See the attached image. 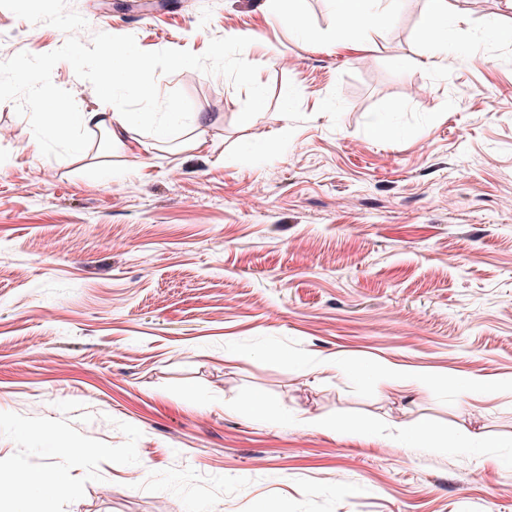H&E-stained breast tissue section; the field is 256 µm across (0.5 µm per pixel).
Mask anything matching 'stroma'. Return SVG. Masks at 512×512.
Returning a JSON list of instances; mask_svg holds the SVG:
<instances>
[{
    "label": "stroma",
    "instance_id": "1",
    "mask_svg": "<svg viewBox=\"0 0 512 512\" xmlns=\"http://www.w3.org/2000/svg\"><path fill=\"white\" fill-rule=\"evenodd\" d=\"M447 2L440 55L428 0H369L348 33L331 0H67L86 45L250 37L270 96L241 125L228 78L161 75L206 117L204 146L180 130L147 155L95 131L69 158L0 102L1 478L17 457L62 468L80 493L55 512H512V391L378 370L512 375V0ZM66 39L0 8V62ZM420 420L446 448L392 444ZM384 373L392 377L399 378L406 383L416 385H429L435 389H445L448 387L458 392L469 393L479 388H511L512 376L506 379H500L497 382L489 383L474 375L463 374L457 376H432L418 370L410 368H401L394 365H384Z\"/></svg>",
    "mask_w": 512,
    "mask_h": 512
}]
</instances>
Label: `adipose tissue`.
Masks as SVG:
<instances>
[{
	"label": "adipose tissue",
	"instance_id": "1",
	"mask_svg": "<svg viewBox=\"0 0 512 512\" xmlns=\"http://www.w3.org/2000/svg\"><path fill=\"white\" fill-rule=\"evenodd\" d=\"M133 52L125 45L108 42L96 58L97 81L104 94L96 109L85 111L69 105L60 104L51 82H43L37 89L34 102L42 111L41 134L44 137L67 140L77 128L96 129L102 132L109 143L122 142L130 127L139 121H151L155 124L154 138L150 141H134L135 150L149 152L155 150L159 141L165 139L172 126L185 123L194 134L195 146L206 142L207 127L197 114H185L168 110L163 118H155L150 112H114L110 109L108 96L114 89L120 88L137 93L149 99L152 88L143 80L144 67L134 64ZM384 373L408 383L427 385L435 389L452 388L458 392L469 393L485 387L486 382L474 375L432 376L418 370L387 365ZM51 489L54 497H73L78 488L72 484L60 468L48 467L34 472L27 468L23 460H15L9 480L0 479V502H23L33 490Z\"/></svg>",
	"mask_w": 512,
	"mask_h": 512
}]
</instances>
